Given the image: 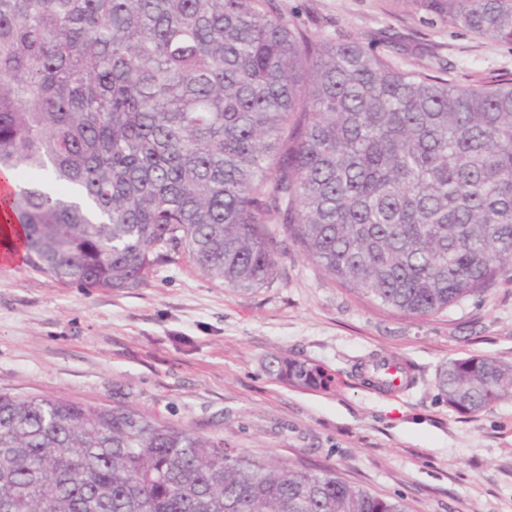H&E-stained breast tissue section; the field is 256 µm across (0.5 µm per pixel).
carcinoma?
Returning <instances> with one entry per match:
<instances>
[{"label": "carcinoma", "instance_id": "1", "mask_svg": "<svg viewBox=\"0 0 512 512\" xmlns=\"http://www.w3.org/2000/svg\"><path fill=\"white\" fill-rule=\"evenodd\" d=\"M273 0H0V178L23 264L87 291L140 288L170 250L242 292L296 246L409 318L512 269V81L404 71L315 36ZM512 44V0H411ZM354 376L382 391L386 379ZM267 370L329 392L335 372ZM448 407L512 398V365L436 375ZM0 512H407L331 467L260 459L133 408L0 392Z\"/></svg>", "mask_w": 512, "mask_h": 512}]
</instances>
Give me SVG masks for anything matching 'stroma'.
Instances as JSON below:
<instances>
[{"label":"stroma","mask_w":512,"mask_h":512,"mask_svg":"<svg viewBox=\"0 0 512 512\" xmlns=\"http://www.w3.org/2000/svg\"><path fill=\"white\" fill-rule=\"evenodd\" d=\"M315 35L374 42L406 71L446 63L455 84L512 77V45L455 28L412 0H274ZM413 364L385 394L351 378L370 354ZM512 364V274L448 311L410 319L340 287L296 248L270 285L240 292L169 252L144 286H63L22 264L0 266V392L86 405H130L298 469L330 466L348 483L403 499L407 512H512V399L475 414L436 388L448 360ZM276 356L316 359L336 388L293 389L266 370Z\"/></svg>","instance_id":"35a3bbf8"}]
</instances>
